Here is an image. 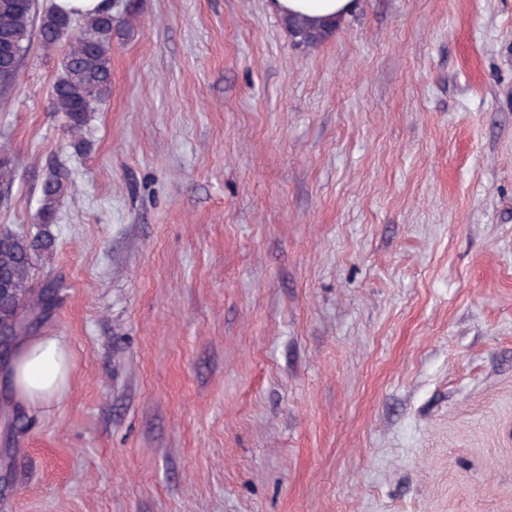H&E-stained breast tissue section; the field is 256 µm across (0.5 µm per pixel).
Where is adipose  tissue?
<instances>
[{"label":"adipose tissue","instance_id":"ef3b65f1","mask_svg":"<svg viewBox=\"0 0 512 512\" xmlns=\"http://www.w3.org/2000/svg\"><path fill=\"white\" fill-rule=\"evenodd\" d=\"M355 7V0H268L271 12L301 14L314 24L343 20ZM69 357L59 337L42 333L22 338L15 346L9 370L15 399L40 408L59 398L67 385Z\"/></svg>","mask_w":512,"mask_h":512}]
</instances>
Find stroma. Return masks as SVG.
Here are the masks:
<instances>
[{
	"label": "stroma",
	"mask_w": 512,
	"mask_h": 512,
	"mask_svg": "<svg viewBox=\"0 0 512 512\" xmlns=\"http://www.w3.org/2000/svg\"><path fill=\"white\" fill-rule=\"evenodd\" d=\"M75 150L32 46L0 229L37 231L59 400L0 420V512H512V0H119ZM271 12L283 16L302 14L313 24H322L331 20L340 23L350 15L356 0H267ZM281 21L285 30L288 31V35L298 45H314L329 38L326 32L309 26L305 19L301 17H288V19H281Z\"/></svg>",
	"instance_id": "1"
}]
</instances>
